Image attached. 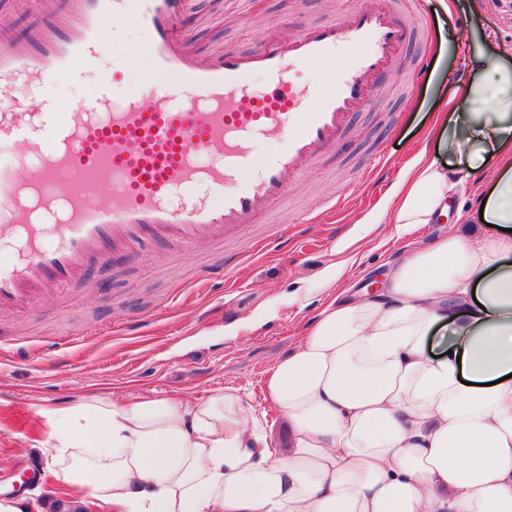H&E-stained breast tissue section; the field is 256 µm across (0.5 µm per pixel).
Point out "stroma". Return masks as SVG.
<instances>
[{
    "instance_id": "35a3bbf8",
    "label": "stroma",
    "mask_w": 512,
    "mask_h": 512,
    "mask_svg": "<svg viewBox=\"0 0 512 512\" xmlns=\"http://www.w3.org/2000/svg\"><path fill=\"white\" fill-rule=\"evenodd\" d=\"M351 0H193L200 50H252L277 36L287 41L316 23L332 21ZM425 0L411 16L413 37L381 80L374 98L352 113L344 137L288 192L287 206L260 218L217 248L179 252L164 239L136 243L124 259L95 268L66 300L45 299L26 313H0V489L59 492L49 470L31 480L24 462L49 458V427L39 405L63 406L83 394L135 398L174 394L203 396L231 386L263 416L274 445L285 442L281 415L266 399L267 374L303 336L324 301L345 288H367L373 273L397 257L403 241L392 222L405 170L421 149L447 165V152L423 137L436 113L462 105L463 89L448 80L469 50L489 55L512 49V0ZM140 30L133 19L113 23L107 51L72 81L37 91L39 106L63 114L88 92L110 84L122 94L144 77L131 54ZM433 58L423 78L413 65ZM376 168L367 179V168ZM489 179L476 173L448 204L442 222L413 232L431 242L457 226L458 210L476 212ZM343 206L322 224H303L304 211L321 209L326 197ZM223 284L199 282L200 272L220 257ZM77 339L52 345L58 327Z\"/></svg>"
}]
</instances>
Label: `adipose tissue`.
I'll use <instances>...</instances> for the list:
<instances>
[{
    "label": "adipose tissue",
    "mask_w": 512,
    "mask_h": 512,
    "mask_svg": "<svg viewBox=\"0 0 512 512\" xmlns=\"http://www.w3.org/2000/svg\"><path fill=\"white\" fill-rule=\"evenodd\" d=\"M461 86L438 144L490 169L485 229L409 238L454 187L419 155L392 217L400 258L329 297L269 371L287 448L234 387L42 406L67 512H512V63L473 53Z\"/></svg>",
    "instance_id": "adipose-tissue-1"
}]
</instances>
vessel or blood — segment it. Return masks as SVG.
<instances>
[{
    "label": "vessel or blood",
    "instance_id": "b4317fda",
    "mask_svg": "<svg viewBox=\"0 0 512 512\" xmlns=\"http://www.w3.org/2000/svg\"><path fill=\"white\" fill-rule=\"evenodd\" d=\"M24 35L0 29V311L65 300L90 267L165 237L179 251L222 242L284 203L340 139L411 37L390 0H353L336 20L250 52L194 46L190 0H31ZM134 18L150 76L112 96L95 87L59 116L29 111L20 89L76 77L105 51L106 24ZM328 56L326 83L292 77ZM261 73L266 84L251 85ZM53 140L44 152V140ZM112 188L111 205L98 199Z\"/></svg>",
    "mask_w": 512,
    "mask_h": 512
}]
</instances>
